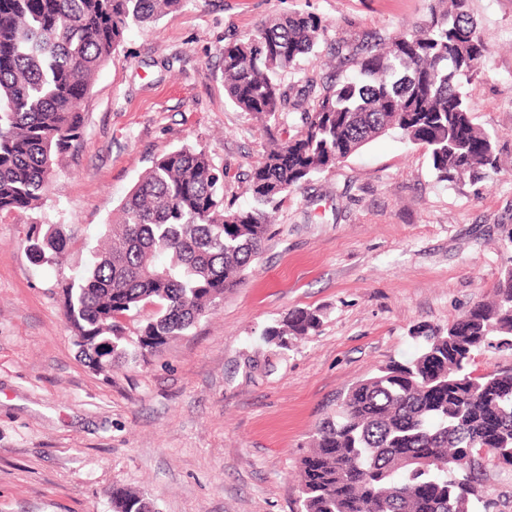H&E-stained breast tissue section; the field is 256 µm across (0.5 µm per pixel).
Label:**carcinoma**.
Here are the masks:
<instances>
[{
	"mask_svg": "<svg viewBox=\"0 0 512 512\" xmlns=\"http://www.w3.org/2000/svg\"><path fill=\"white\" fill-rule=\"evenodd\" d=\"M189 0H0V215L41 204L64 154L83 137L82 101L126 31ZM468 0H430L418 30L380 38L361 56L336 48L356 74L318 87L297 63L324 33L310 13H284L224 45V96L269 133L249 174L252 205L224 203L226 172L182 146L155 159L119 205L91 268L62 284L64 311L88 365L146 357L183 335L237 287L289 193L397 133L429 153L442 181L501 170L495 140L477 127L464 84L488 53ZM300 115L294 133L283 117ZM31 258L61 260V226H32ZM156 308L129 339L122 322ZM319 325L293 312L265 335L286 344ZM418 351L342 396L300 460V512H490L479 471L512 467V368L474 369L475 355L512 349V266L490 300L444 332L420 327ZM112 512H155L114 486Z\"/></svg>",
	"mask_w": 512,
	"mask_h": 512,
	"instance_id": "cac0c4a2",
	"label": "carcinoma"
}]
</instances>
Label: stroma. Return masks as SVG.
I'll return each instance as SVG.
<instances>
[{
  "instance_id": "35a3bbf8",
  "label": "stroma",
  "mask_w": 512,
  "mask_h": 512,
  "mask_svg": "<svg viewBox=\"0 0 512 512\" xmlns=\"http://www.w3.org/2000/svg\"><path fill=\"white\" fill-rule=\"evenodd\" d=\"M428 0H188L129 29L82 105L84 135L38 209L0 216V512H112L108 491H140L157 512H299L296 473L339 397L412 358L419 326L447 329L512 265V0H469L490 54L466 84L492 135L498 175L445 182L427 151L390 133L289 194L237 288L156 354L91 370L74 342L61 282L91 261L120 201L181 146L224 168L226 199L267 137L224 97L229 35L286 12L326 30L302 76L341 40L415 30ZM62 224V263H33L31 225ZM320 325L287 346L265 338L295 310Z\"/></svg>"
}]
</instances>
